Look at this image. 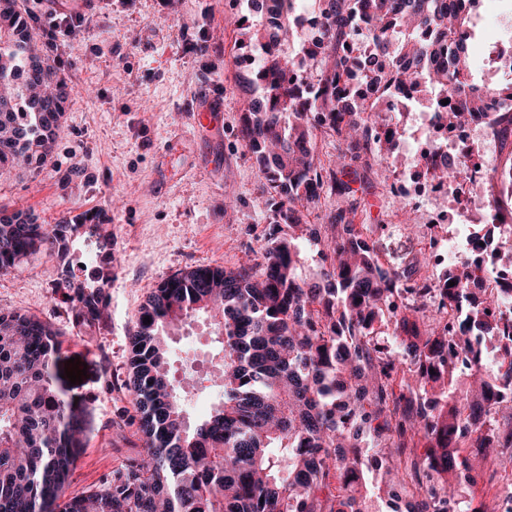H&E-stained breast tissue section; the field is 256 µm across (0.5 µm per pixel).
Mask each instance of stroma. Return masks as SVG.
I'll return each instance as SVG.
<instances>
[{
  "instance_id": "obj_1",
  "label": "stroma",
  "mask_w": 512,
  "mask_h": 512,
  "mask_svg": "<svg viewBox=\"0 0 512 512\" xmlns=\"http://www.w3.org/2000/svg\"><path fill=\"white\" fill-rule=\"evenodd\" d=\"M19 3L44 30L58 10L76 8L80 20L52 44L71 88L53 157L34 172L1 174L0 205L31 210L42 224L99 210L112 234L105 327L73 325L55 286L54 257L30 255L20 272L0 276V309L38 316L63 340L57 384L86 421L87 446L69 486L79 493L143 450L123 381L145 297L180 271L252 262L268 225L255 160L235 137L241 65L231 0ZM200 97L220 107L216 123L194 124ZM353 187L361 200L356 221L371 225L383 266L407 265L417 242L414 230L394 231L405 208L393 183L363 171ZM173 348L185 407L198 416L213 391L206 374L216 344L208 321L197 319ZM73 357L87 365L76 385L63 375Z\"/></svg>"
}]
</instances>
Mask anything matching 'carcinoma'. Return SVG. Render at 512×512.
I'll list each match as a JSON object with an SVG mask.
<instances>
[{"instance_id": "1", "label": "carcinoma", "mask_w": 512, "mask_h": 512, "mask_svg": "<svg viewBox=\"0 0 512 512\" xmlns=\"http://www.w3.org/2000/svg\"><path fill=\"white\" fill-rule=\"evenodd\" d=\"M240 48L253 62L239 80V144L255 156L268 212L257 258L234 268L194 267L155 288L130 338L125 387L142 456L93 490L70 496L83 414L57 386L62 341L35 315L0 311V512H486L466 488L512 455V319L498 316L511 288H474L471 264L421 274L426 258L383 268L346 176L376 167L388 179L395 146L387 98L417 90L450 128L468 123L482 95L512 97V59L499 80H471L467 35L480 0H235ZM370 53L352 54L356 42ZM363 70L369 94L347 77ZM0 172L34 171L52 158L68 99L47 34L18 0H0ZM448 100L443 105L441 101ZM336 138L325 163L317 136ZM328 206L325 232L307 223ZM103 212L39 224L0 207V275L43 251L59 260L56 287L73 322L109 319L112 233ZM94 240L90 271L70 258L73 237ZM319 270L301 275L300 243ZM455 285H450V282ZM457 316L448 317V304ZM200 316L222 345L220 399L190 420L169 347ZM150 318L146 324L144 318ZM498 364H484L485 339ZM378 459L382 486L364 468Z\"/></svg>"}]
</instances>
